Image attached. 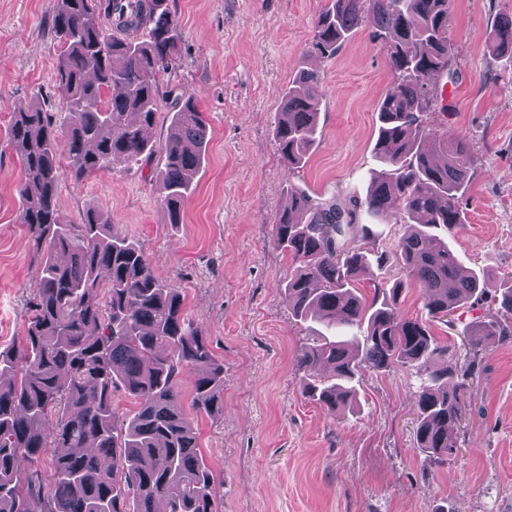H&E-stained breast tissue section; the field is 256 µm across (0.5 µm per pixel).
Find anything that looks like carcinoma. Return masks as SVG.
Masks as SVG:
<instances>
[{
    "mask_svg": "<svg viewBox=\"0 0 512 512\" xmlns=\"http://www.w3.org/2000/svg\"><path fill=\"white\" fill-rule=\"evenodd\" d=\"M450 7L451 0H330L312 52L336 56L364 21L387 50L395 85L376 106L381 170L364 199L344 204L290 186L273 224L275 245L293 263L280 285L288 307L331 331L312 336L296 360L305 397L334 416L353 404V382L364 373L415 371L416 444L433 463L455 453L476 360L457 366L427 323L401 314V283L363 296L359 280L390 255L353 242L357 231L370 237L365 213L406 225L392 256L421 288L432 318L484 295L476 271L440 236L463 223L470 149L463 137L425 125L438 101L428 80L452 65ZM101 12L105 27L93 22ZM52 26L65 120L57 126L38 109L15 112L8 138L23 165L20 223L34 241L38 276L22 344L0 351V512H222V482L198 450L181 393L190 384L193 408L212 414L224 361L136 242L98 210L74 220L57 204L62 179L78 182L117 159L152 154L159 80L180 54L176 15L168 0H54ZM489 47L512 59L511 17L497 21ZM321 98L317 72L304 68L289 82L274 136L290 172L320 141ZM173 105L157 179L169 223L179 224L208 125L193 97L177 95ZM500 290L505 315L463 331L475 355L490 339L512 341V276ZM119 392L135 403L125 415L115 405ZM46 454L49 485L34 467Z\"/></svg>",
    "mask_w": 512,
    "mask_h": 512,
    "instance_id": "cac0c4a2",
    "label": "carcinoma"
}]
</instances>
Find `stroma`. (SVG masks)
<instances>
[{
    "label": "stroma",
    "instance_id": "1",
    "mask_svg": "<svg viewBox=\"0 0 512 512\" xmlns=\"http://www.w3.org/2000/svg\"><path fill=\"white\" fill-rule=\"evenodd\" d=\"M328 0H171L181 57L160 91L194 97L209 142L182 222L171 225L155 178L170 117L150 132L155 157L63 182L61 210L105 213L137 242L156 274L179 289L185 311L224 362L212 415L188 410L201 452L224 476V512H512V344H484L457 429L459 449L427 465L416 448L419 380L402 367L365 373L354 408L331 416L302 394L295 359L307 324L279 286L290 259L272 224L287 186L314 199L365 198L377 167L376 105L393 88L386 47L359 27L336 56L310 53ZM53 0H0V348L20 344L36 284L33 245L19 222L20 161L8 144L13 112L36 108L61 122L60 45ZM512 0H454L452 75L432 80L442 98L431 128L463 136L473 164L448 241L466 267L492 280L512 275V61L494 57L492 25ZM319 73L321 140L289 175L274 137L281 99L300 68ZM485 295L462 319L430 321L457 363L469 354L467 322L497 314Z\"/></svg>",
    "mask_w": 512,
    "mask_h": 512
}]
</instances>
